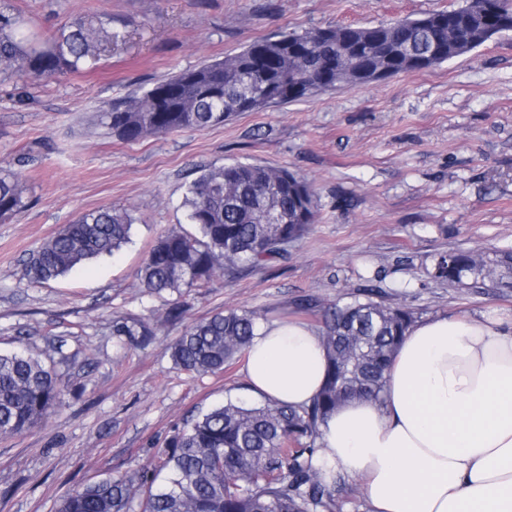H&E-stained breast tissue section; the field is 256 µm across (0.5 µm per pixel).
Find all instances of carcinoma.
<instances>
[{
	"mask_svg": "<svg viewBox=\"0 0 512 512\" xmlns=\"http://www.w3.org/2000/svg\"><path fill=\"white\" fill-rule=\"evenodd\" d=\"M512 23V0H463L451 10L369 27L284 30L240 52L180 71L146 92L98 112L100 125L134 142L162 133L203 131L241 112H259L347 86L442 66L468 54ZM452 36H447V32ZM112 40L82 19L41 42L19 13L0 8V74L42 79L75 72ZM20 173L0 168V221L27 205ZM194 231L161 233L139 270L149 294L200 288L217 275L235 278L313 230L318 204L309 182L285 168L245 162L204 166L184 200ZM132 218L101 208L65 225L28 258L31 283L56 279L128 243ZM512 270V250L492 258L452 249L434 258L428 276L456 288H481ZM256 311L227 310L191 324L168 351L192 374L224 372L245 355L259 328ZM325 380L306 406L228 401L186 421L164 442L158 464L67 493L57 512H338L341 475L327 480L314 465L320 426L346 401H384L386 374L416 321L405 305H386L373 290L323 309ZM112 335L132 346L153 335L136 316L112 318ZM61 395L56 372L39 358L0 352V437L45 421Z\"/></svg>",
	"mask_w": 512,
	"mask_h": 512,
	"instance_id": "obj_1",
	"label": "carcinoma"
}]
</instances>
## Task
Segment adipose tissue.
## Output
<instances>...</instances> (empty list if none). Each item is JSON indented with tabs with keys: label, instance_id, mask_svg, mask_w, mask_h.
I'll return each mask as SVG.
<instances>
[{
	"label": "adipose tissue",
	"instance_id": "adipose-tissue-1",
	"mask_svg": "<svg viewBox=\"0 0 512 512\" xmlns=\"http://www.w3.org/2000/svg\"><path fill=\"white\" fill-rule=\"evenodd\" d=\"M245 356L264 400L301 405L324 383V348L308 325L267 326ZM321 432L315 465L363 479L369 512H512V324L415 323L384 402L351 400Z\"/></svg>",
	"mask_w": 512,
	"mask_h": 512
}]
</instances>
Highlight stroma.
Masks as SVG:
<instances>
[{"label":"stroma","mask_w":512,"mask_h":512,"mask_svg":"<svg viewBox=\"0 0 512 512\" xmlns=\"http://www.w3.org/2000/svg\"><path fill=\"white\" fill-rule=\"evenodd\" d=\"M462 0H9L48 40L76 17L103 23L111 45L75 73L35 82L0 76V166L18 165L29 204L0 222V350L46 356L62 381L39 426L0 437V512H55L72 489L155 464L171 429L226 400L250 404L245 360L219 374L177 369L166 351L193 322L255 310L266 324L321 327L299 312L372 287L419 319L445 314L512 321V289L431 282L435 255L512 249V32L448 64L360 88L341 87L202 132L126 142L98 125L107 102L239 52L280 30L375 26ZM234 161L282 167L311 182L319 221L248 275L147 295L138 270L158 234L186 225L200 167ZM112 207L134 219L111 256L33 284L30 253L80 214ZM148 318L153 340L126 346L116 315Z\"/></svg>","instance_id":"stroma-1"}]
</instances>
